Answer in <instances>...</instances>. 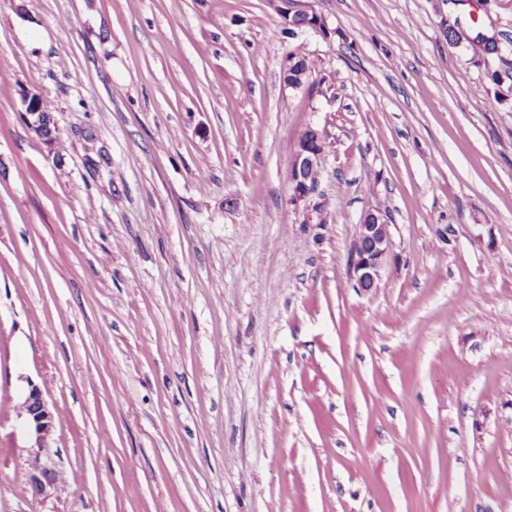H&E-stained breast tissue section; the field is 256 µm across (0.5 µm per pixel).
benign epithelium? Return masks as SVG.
<instances>
[{
  "mask_svg": "<svg viewBox=\"0 0 512 512\" xmlns=\"http://www.w3.org/2000/svg\"><path fill=\"white\" fill-rule=\"evenodd\" d=\"M288 25L297 30L317 28L321 21L317 15L303 9H288ZM284 82L293 88L308 84L307 72L296 66L294 60L283 59ZM25 119L32 127L53 128L51 113L44 110L37 97L26 100ZM324 134L315 127H308L298 138L290 171L291 201L297 203L314 196L318 186L310 182V174L322 169L325 149L322 145ZM391 234L389 224L378 211L369 210L356 225L353 247L348 255V277L353 286L365 294L379 288L383 273L391 255ZM56 406L51 403L42 389L28 383V390L17 407V418L21 429L35 448L27 459L28 490L35 496L47 497L63 479V473L52 466L44 456L48 447L55 421Z\"/></svg>",
  "mask_w": 512,
  "mask_h": 512,
  "instance_id": "obj_1",
  "label": "benign epithelium"
}]
</instances>
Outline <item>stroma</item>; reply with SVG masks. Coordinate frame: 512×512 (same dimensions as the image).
I'll list each match as a JSON object with an SVG mask.
<instances>
[{
  "label": "stroma",
  "mask_w": 512,
  "mask_h": 512,
  "mask_svg": "<svg viewBox=\"0 0 512 512\" xmlns=\"http://www.w3.org/2000/svg\"><path fill=\"white\" fill-rule=\"evenodd\" d=\"M300 5L0 0V512H512V0ZM25 119L32 127H44L51 130L50 138H42L48 148H52L55 143L53 125H55L51 112H45L42 101L37 97H29L26 100ZM324 134L318 128L309 126L298 138L290 171L291 201L300 202L314 196L319 182L312 186L309 178L313 172H321L326 147ZM390 225L379 211H366L356 226L353 247L348 255V277L365 294L379 288L391 255ZM56 412V406L33 383L28 385L17 407V418L24 436L31 444L29 448H37L27 459L28 490L34 497L49 496L63 479V473L44 456L53 432Z\"/></svg>",
  "instance_id": "1"
}]
</instances>
